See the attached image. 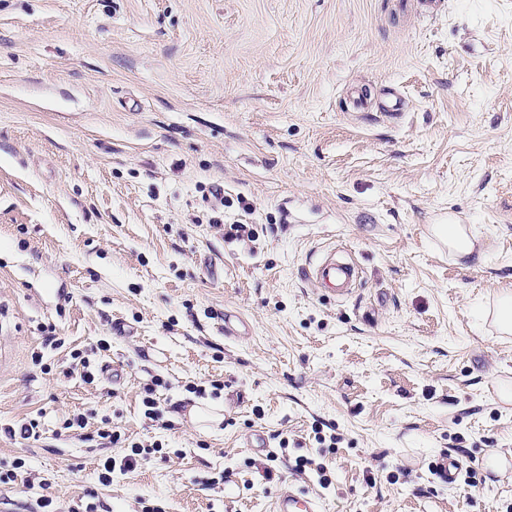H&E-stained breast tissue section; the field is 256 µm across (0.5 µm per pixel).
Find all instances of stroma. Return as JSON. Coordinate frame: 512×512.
<instances>
[{"label": "stroma", "mask_w": 512, "mask_h": 512, "mask_svg": "<svg viewBox=\"0 0 512 512\" xmlns=\"http://www.w3.org/2000/svg\"><path fill=\"white\" fill-rule=\"evenodd\" d=\"M331 248L352 297L303 278ZM507 291L512 0H0V470L25 461L0 512H271L287 483L323 512H512V470L432 472L512 457ZM131 441L160 449L101 485ZM435 234L445 243L448 249L458 259L472 260L475 255L477 261L483 260L484 254L475 247V240L470 237L463 224H437L434 228ZM464 462L460 459L442 457L433 467V475L439 485L455 486L460 483V475Z\"/></svg>", "instance_id": "stroma-1"}]
</instances>
